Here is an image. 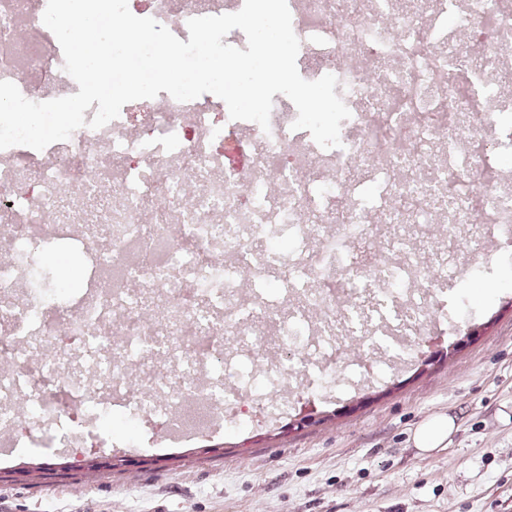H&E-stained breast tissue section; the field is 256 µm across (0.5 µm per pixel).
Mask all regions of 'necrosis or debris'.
Returning a JSON list of instances; mask_svg holds the SVG:
<instances>
[{
    "instance_id": "necrosis-or-debris-1",
    "label": "necrosis or debris",
    "mask_w": 512,
    "mask_h": 512,
    "mask_svg": "<svg viewBox=\"0 0 512 512\" xmlns=\"http://www.w3.org/2000/svg\"><path fill=\"white\" fill-rule=\"evenodd\" d=\"M244 0H208L186 10L173 0H149L147 16L188 41L189 19L239 11ZM47 0H0V80L29 100L78 93L64 71L55 35L44 25ZM301 41V76L337 77L334 89L351 111L342 145L324 149L309 131L292 130V101L274 94L269 130L224 117L214 95L180 102L159 92L160 107L143 111L149 138L131 130L121 110L105 127L78 129L41 151L0 150V348L22 354L18 370L0 373V432L12 434L19 397L33 412L53 416L76 440L95 437L111 416L129 373L143 396L130 414L196 436L218 416L240 420L285 366L264 368L266 355L318 346L338 358L344 338L336 304L362 278L376 287L364 305L383 304L395 285L425 266L407 232L444 219L449 240L470 227L496 245L512 242V179L492 170L490 157L512 147V0H288ZM32 26L38 40L17 49L13 26ZM247 133L253 149L242 165L225 168L224 135ZM100 167L105 186L86 182ZM223 170L205 184L198 208L171 239L169 214L154 199L190 175ZM67 185L68 194L57 191ZM153 217L150 237L134 228ZM288 237L294 257L254 256L252 246ZM81 250L89 273L74 297L26 281L41 255ZM224 263H216V253ZM254 280L276 274L282 287L303 278L295 319L245 298L238 260ZM157 311L155 322L142 318ZM232 331L253 371L234 387L202 390L206 357H222ZM181 366L171 379L168 362Z\"/></svg>"
}]
</instances>
